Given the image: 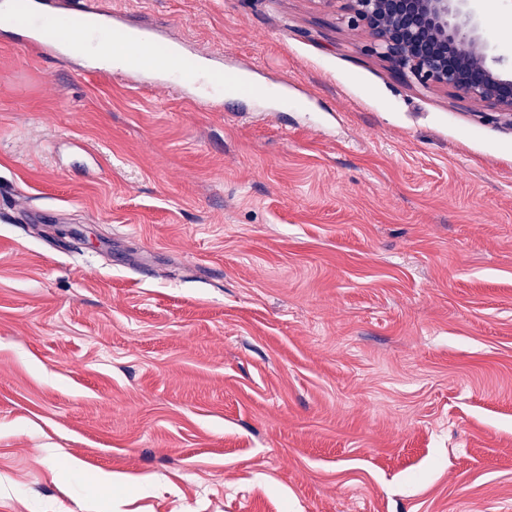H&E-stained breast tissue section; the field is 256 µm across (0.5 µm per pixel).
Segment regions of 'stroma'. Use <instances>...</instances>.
Wrapping results in <instances>:
<instances>
[{"instance_id": "35a3bbf8", "label": "stroma", "mask_w": 512, "mask_h": 512, "mask_svg": "<svg viewBox=\"0 0 512 512\" xmlns=\"http://www.w3.org/2000/svg\"><path fill=\"white\" fill-rule=\"evenodd\" d=\"M107 2L303 103L0 28V512H512V123L335 0Z\"/></svg>"}]
</instances>
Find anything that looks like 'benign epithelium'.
Segmentation results:
<instances>
[{
    "label": "benign epithelium",
    "instance_id": "1",
    "mask_svg": "<svg viewBox=\"0 0 512 512\" xmlns=\"http://www.w3.org/2000/svg\"><path fill=\"white\" fill-rule=\"evenodd\" d=\"M370 50L401 74L461 99L487 103L512 122V57L496 56L482 35L475 0H342Z\"/></svg>",
    "mask_w": 512,
    "mask_h": 512
}]
</instances>
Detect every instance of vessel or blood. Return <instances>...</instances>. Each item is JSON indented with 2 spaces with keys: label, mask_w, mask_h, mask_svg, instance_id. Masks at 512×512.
I'll return each instance as SVG.
<instances>
[{
  "label": "vessel or blood",
  "mask_w": 512,
  "mask_h": 512,
  "mask_svg": "<svg viewBox=\"0 0 512 512\" xmlns=\"http://www.w3.org/2000/svg\"><path fill=\"white\" fill-rule=\"evenodd\" d=\"M16 17L20 22L13 43L15 49L54 55L60 51L82 55L87 50L111 51L112 43L135 37L133 48L119 66V73L159 75L160 83L183 96L199 109H213L218 98L212 87L228 89L232 80L220 70L199 72L183 68L178 57L154 54L157 34L136 27L131 20L112 13L103 0H20Z\"/></svg>",
  "instance_id": "obj_1"
}]
</instances>
